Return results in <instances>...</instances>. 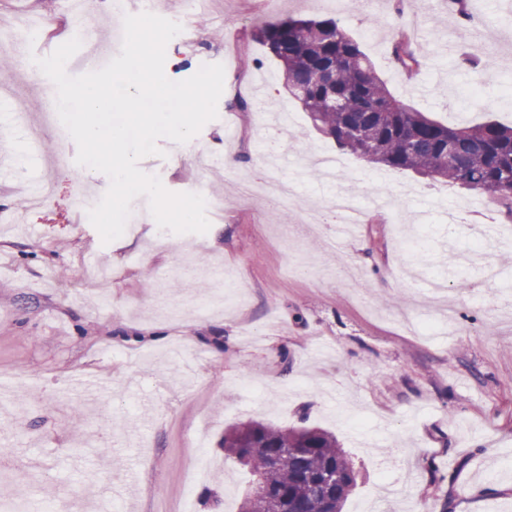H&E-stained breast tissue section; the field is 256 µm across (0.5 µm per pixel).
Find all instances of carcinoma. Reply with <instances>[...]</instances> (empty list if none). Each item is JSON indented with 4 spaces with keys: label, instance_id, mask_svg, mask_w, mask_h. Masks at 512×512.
I'll return each mask as SVG.
<instances>
[{
    "label": "carcinoma",
    "instance_id": "cac0c4a2",
    "mask_svg": "<svg viewBox=\"0 0 512 512\" xmlns=\"http://www.w3.org/2000/svg\"><path fill=\"white\" fill-rule=\"evenodd\" d=\"M282 67L288 91L315 128L373 166L412 170L491 196L512 219V126L487 121L449 127L396 99L360 45L332 19H282L252 34ZM394 62L421 70L409 34L396 35ZM224 453L248 468L240 503L288 495V512H343L355 476L336 437L320 428L248 421L224 433ZM336 470L346 480L328 486Z\"/></svg>",
    "mask_w": 512,
    "mask_h": 512
}]
</instances>
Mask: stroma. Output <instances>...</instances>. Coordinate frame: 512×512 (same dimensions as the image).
Listing matches in <instances>:
<instances>
[{
    "label": "stroma",
    "mask_w": 512,
    "mask_h": 512,
    "mask_svg": "<svg viewBox=\"0 0 512 512\" xmlns=\"http://www.w3.org/2000/svg\"><path fill=\"white\" fill-rule=\"evenodd\" d=\"M425 69L408 78L390 60L403 26L389 0H209L207 23L168 43L181 81L202 65L225 70L218 116L190 145L163 138L140 161L175 193L193 191L212 164L224 213L203 234H168L147 197L133 200L123 235L102 243L80 194L102 196L110 180L76 164L69 134L46 125L55 162L50 199L31 206L26 171L12 157L0 186V512H237L248 470L225 460L230 426L259 420L318 427L336 436L356 474L343 512H512V221L487 232L482 193L410 171L373 169L317 131L287 93L282 68L251 38L270 19H338L393 95L449 126L512 125V0H472L483 43L468 41L448 0H426ZM43 15L66 36L60 0H0V29ZM0 82V104L41 112L50 97L25 61ZM264 94L286 108L288 165L278 178L299 206L241 199L238 175L253 170L265 128L257 113L229 110L235 93ZM237 167L221 165L225 153ZM395 200L370 214L358 240L327 251L301 222V205L344 192ZM466 206V230L448 208ZM239 278L242 291L219 286ZM452 305L464 330L410 333L396 316ZM216 313L198 316L202 305ZM159 327L165 345L152 342ZM101 381L93 407L74 416L64 393ZM111 451H104V444Z\"/></svg>",
    "instance_id": "obj_1"
}]
</instances>
